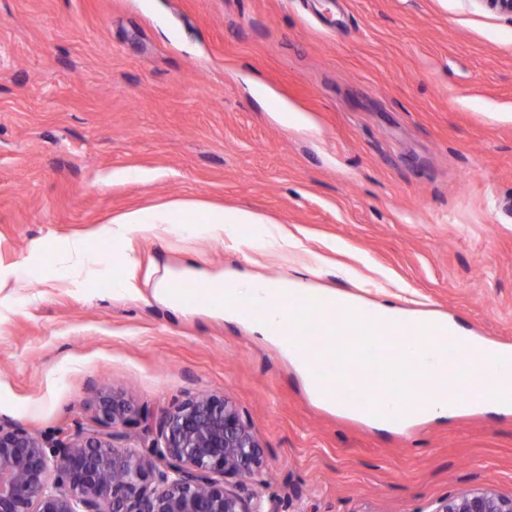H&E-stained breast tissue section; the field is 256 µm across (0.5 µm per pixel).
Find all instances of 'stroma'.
<instances>
[{
	"label": "stroma",
	"instance_id": "stroma-1",
	"mask_svg": "<svg viewBox=\"0 0 512 512\" xmlns=\"http://www.w3.org/2000/svg\"><path fill=\"white\" fill-rule=\"evenodd\" d=\"M174 199L288 240L137 230L56 275L61 241ZM23 264L24 287L0 286V424L54 443L97 427L106 386L153 420L216 395L260 439L237 491L264 512L512 496V412L379 429L315 402L270 339L154 296L187 265L288 276L512 347V18L480 0H0V265Z\"/></svg>",
	"mask_w": 512,
	"mask_h": 512
}]
</instances>
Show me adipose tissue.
<instances>
[{"mask_svg": "<svg viewBox=\"0 0 512 512\" xmlns=\"http://www.w3.org/2000/svg\"><path fill=\"white\" fill-rule=\"evenodd\" d=\"M170 225L172 231L183 233L223 234L225 229H252L258 240L274 245L284 240L282 228L267 217L242 208L207 207L203 204L177 200L155 209L136 210L113 218L101 225L97 237L122 241L134 230H148Z\"/></svg>", "mask_w": 512, "mask_h": 512, "instance_id": "obj_1", "label": "adipose tissue"}]
</instances>
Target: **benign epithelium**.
Instances as JSON below:
<instances>
[{
  "instance_id": "7a95c632",
  "label": "benign epithelium",
  "mask_w": 512,
  "mask_h": 512,
  "mask_svg": "<svg viewBox=\"0 0 512 512\" xmlns=\"http://www.w3.org/2000/svg\"><path fill=\"white\" fill-rule=\"evenodd\" d=\"M97 401L107 431L74 437L53 460L39 435L0 424V512H263L225 481L263 466L262 446L233 405L186 399L163 416L151 451L137 454L112 444V429L131 422L128 401L108 389ZM433 512H512V496L466 490Z\"/></svg>"
}]
</instances>
